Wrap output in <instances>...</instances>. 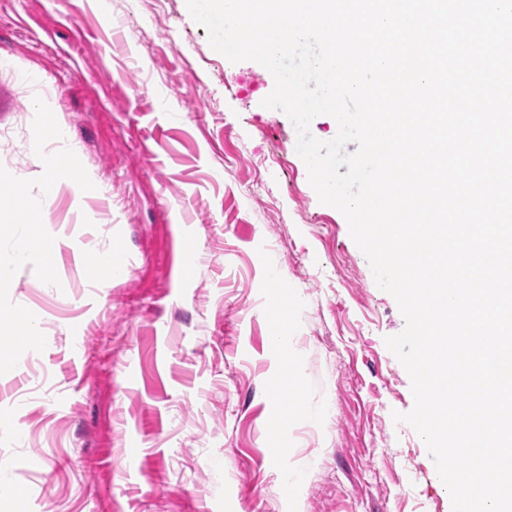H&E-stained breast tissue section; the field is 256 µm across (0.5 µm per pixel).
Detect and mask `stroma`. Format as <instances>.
Segmentation results:
<instances>
[{"label":"stroma","instance_id":"stroma-1","mask_svg":"<svg viewBox=\"0 0 512 512\" xmlns=\"http://www.w3.org/2000/svg\"><path fill=\"white\" fill-rule=\"evenodd\" d=\"M0 58V165L43 173L39 96L96 187L42 212L60 286L27 265L9 287L46 337L0 375L25 512H452L393 419L414 404L385 344L404 318L263 107L271 73L214 51L183 0H0ZM110 248L123 275L86 279ZM280 287L305 411L277 426Z\"/></svg>","mask_w":512,"mask_h":512}]
</instances>
